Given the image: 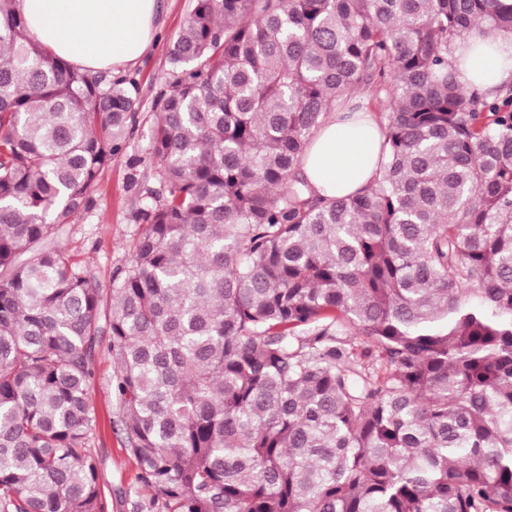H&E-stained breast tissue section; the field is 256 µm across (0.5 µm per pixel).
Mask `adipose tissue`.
<instances>
[{
	"instance_id": "adipose-tissue-1",
	"label": "adipose tissue",
	"mask_w": 512,
	"mask_h": 512,
	"mask_svg": "<svg viewBox=\"0 0 512 512\" xmlns=\"http://www.w3.org/2000/svg\"><path fill=\"white\" fill-rule=\"evenodd\" d=\"M17 9L35 44L86 70L137 65L158 34L157 0H18ZM488 41L491 56L454 49L464 59V85L512 81V35L497 33ZM383 140L375 112L349 105L328 113L303 160L309 186L326 198L362 192L381 176Z\"/></svg>"
}]
</instances>
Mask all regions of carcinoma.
I'll list each match as a JSON object with an SVG mask.
<instances>
[{
    "label": "carcinoma",
    "mask_w": 512,
    "mask_h": 512,
    "mask_svg": "<svg viewBox=\"0 0 512 512\" xmlns=\"http://www.w3.org/2000/svg\"><path fill=\"white\" fill-rule=\"evenodd\" d=\"M14 2L0 512H107L87 397L105 331L138 512H512V83L470 90L448 61L512 34V0H196L107 297L55 235L138 98L29 42ZM358 90L386 101L383 173L322 198L305 151Z\"/></svg>",
    "instance_id": "1"
}]
</instances>
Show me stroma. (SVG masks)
<instances>
[{"instance_id":"35a3bbf8","label":"stroma","mask_w":512,"mask_h":512,"mask_svg":"<svg viewBox=\"0 0 512 512\" xmlns=\"http://www.w3.org/2000/svg\"><path fill=\"white\" fill-rule=\"evenodd\" d=\"M162 21L156 48L136 66L125 69L137 86L136 121L123 151L100 174L93 202L73 223L57 233L60 246L85 270L91 283L110 295L114 271L122 266L140 233L131 218L137 207L142 178L149 172L154 101L169 78L167 48L186 24L195 0H158ZM112 359L106 353L95 358L94 377L88 385V401L97 419L94 454L99 463V483L108 512H134L137 466L125 448L119 425V406L112 393Z\"/></svg>"}]
</instances>
